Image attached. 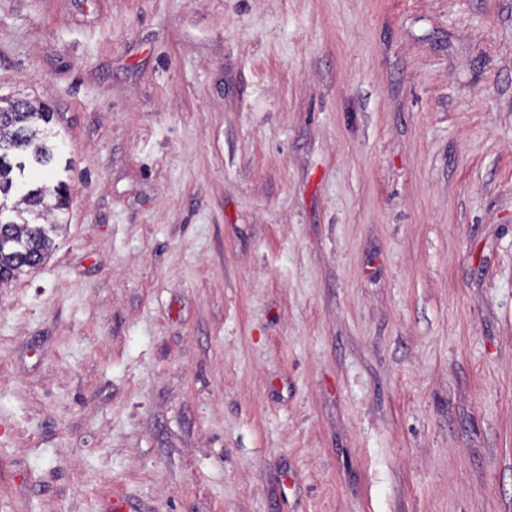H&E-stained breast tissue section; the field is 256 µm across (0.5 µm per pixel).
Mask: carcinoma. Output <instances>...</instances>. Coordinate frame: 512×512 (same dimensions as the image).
I'll return each instance as SVG.
<instances>
[{
    "label": "carcinoma",
    "instance_id": "obj_1",
    "mask_svg": "<svg viewBox=\"0 0 512 512\" xmlns=\"http://www.w3.org/2000/svg\"><path fill=\"white\" fill-rule=\"evenodd\" d=\"M54 113L43 103L0 97V284L44 263L57 247L66 207L57 179V134L44 132Z\"/></svg>",
    "mask_w": 512,
    "mask_h": 512
}]
</instances>
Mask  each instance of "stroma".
<instances>
[{"label":"stroma","mask_w":512,"mask_h":512,"mask_svg":"<svg viewBox=\"0 0 512 512\" xmlns=\"http://www.w3.org/2000/svg\"><path fill=\"white\" fill-rule=\"evenodd\" d=\"M1 95L0 512H512V0H0ZM53 116L43 103L0 97L1 285L48 260L63 229L62 222L47 218L66 207L65 184L56 177L58 134L41 129ZM22 182L27 189L18 192ZM16 196L19 199L10 208L8 199Z\"/></svg>","instance_id":"stroma-1"}]
</instances>
